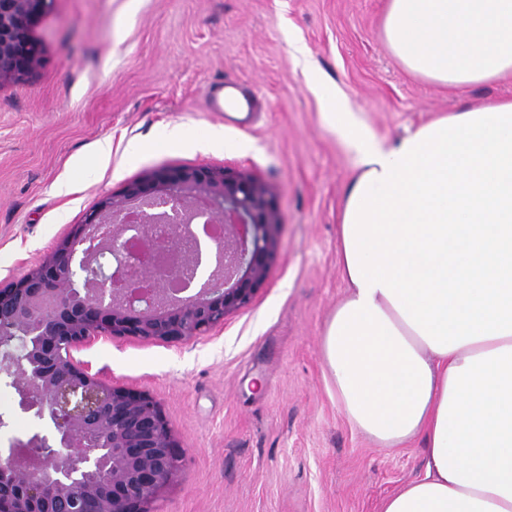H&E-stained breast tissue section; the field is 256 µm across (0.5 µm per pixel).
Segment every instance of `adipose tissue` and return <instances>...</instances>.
<instances>
[{
    "mask_svg": "<svg viewBox=\"0 0 512 512\" xmlns=\"http://www.w3.org/2000/svg\"><path fill=\"white\" fill-rule=\"evenodd\" d=\"M384 42L462 91L512 74V0H387ZM353 153L337 240L349 286L321 336L349 420L422 437V477L381 512H512V101L389 141L336 96Z\"/></svg>",
    "mask_w": 512,
    "mask_h": 512,
    "instance_id": "ef3b65f1",
    "label": "adipose tissue"
}]
</instances>
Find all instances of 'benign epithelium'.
<instances>
[{
	"label": "benign epithelium",
	"instance_id": "benign-epithelium-1",
	"mask_svg": "<svg viewBox=\"0 0 512 512\" xmlns=\"http://www.w3.org/2000/svg\"><path fill=\"white\" fill-rule=\"evenodd\" d=\"M51 2L0 0V83L41 66L32 31ZM200 201L224 217V239L204 287L186 296L206 248L179 239L194 235ZM147 202L183 216L159 245L174 252L164 261L126 256L131 233L152 239L158 220L132 213ZM280 230L274 195L250 174L159 168L101 198L45 259L0 285V375L51 429L0 448V512H148L180 459L169 424L153 397L112 385L74 352L114 336L178 343L224 324L266 280ZM142 266L147 297L127 284Z\"/></svg>",
	"mask_w": 512,
	"mask_h": 512
}]
</instances>
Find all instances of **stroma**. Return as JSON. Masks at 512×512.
<instances>
[{"instance_id": "1", "label": "stroma", "mask_w": 512, "mask_h": 512, "mask_svg": "<svg viewBox=\"0 0 512 512\" xmlns=\"http://www.w3.org/2000/svg\"><path fill=\"white\" fill-rule=\"evenodd\" d=\"M386 0H54L44 62L0 84V282L43 260L103 195L145 171L244 168L282 219L264 285L179 343L100 340L77 357L161 406L181 453L149 512H380L424 473L423 443L384 448L342 410L321 351L347 294L336 238L352 155L326 93L395 139L512 78L455 93L408 73L382 36ZM216 78L255 99L208 111ZM324 88L316 94L310 81ZM184 135L168 140L169 127ZM222 142L208 143L210 132ZM110 143L108 159L99 148Z\"/></svg>"}]
</instances>
